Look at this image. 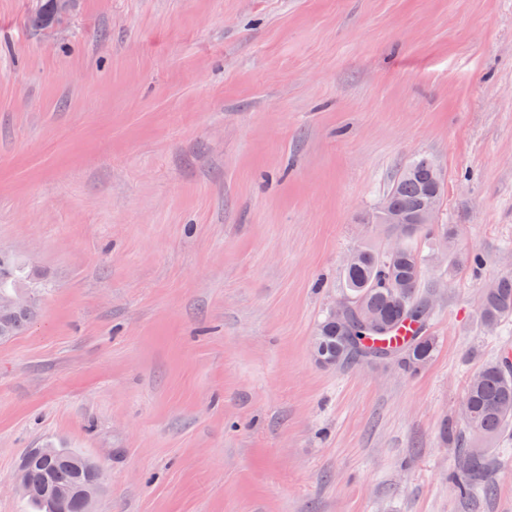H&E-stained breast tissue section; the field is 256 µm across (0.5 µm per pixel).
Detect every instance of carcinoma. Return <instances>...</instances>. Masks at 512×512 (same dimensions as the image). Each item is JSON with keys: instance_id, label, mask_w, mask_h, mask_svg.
Listing matches in <instances>:
<instances>
[{"instance_id": "cac0c4a2", "label": "carcinoma", "mask_w": 512, "mask_h": 512, "mask_svg": "<svg viewBox=\"0 0 512 512\" xmlns=\"http://www.w3.org/2000/svg\"><path fill=\"white\" fill-rule=\"evenodd\" d=\"M437 164L429 156L410 161L393 179L384 194L392 213L407 219L396 228L406 230L401 249L384 254L369 247L357 249V261L343 270L346 301L342 311L327 313L317 326L313 349L317 355L334 359L333 365L358 363L367 358H391L415 369L428 362L436 349L435 337L427 334L430 314L428 300L420 295L424 277L423 262L414 241L431 233L434 225L417 223V216L427 195L443 192L436 182ZM19 283L38 292L41 282L24 259L14 262ZM480 317L488 327L512 319V275L506 274L482 289ZM38 312L33 305L18 313L9 324V337L24 331ZM465 421L464 441L475 440L478 447L463 448L464 462L455 476L461 496L488 495V463L482 444H489L512 430V363L501 359L486 362L469 382L462 401ZM58 448L50 460L25 457L26 480L30 486L27 501L34 512H85L80 488L95 466L74 448ZM65 492L55 510L44 499L47 489Z\"/></svg>"}]
</instances>
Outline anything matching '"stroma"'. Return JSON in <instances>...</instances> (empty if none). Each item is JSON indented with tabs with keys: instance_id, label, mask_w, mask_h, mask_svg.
I'll return each mask as SVG.
<instances>
[{
	"instance_id": "obj_1",
	"label": "stroma",
	"mask_w": 512,
	"mask_h": 512,
	"mask_svg": "<svg viewBox=\"0 0 512 512\" xmlns=\"http://www.w3.org/2000/svg\"><path fill=\"white\" fill-rule=\"evenodd\" d=\"M0 0V245L45 283L0 342V512L52 439L95 512H512L454 487L462 399L512 353V0ZM444 176L419 238L434 357L324 367L345 256L384 253L394 177ZM481 253L479 271L461 263ZM480 317L487 327H495L512 318V275L506 274L482 289Z\"/></svg>"
}]
</instances>
